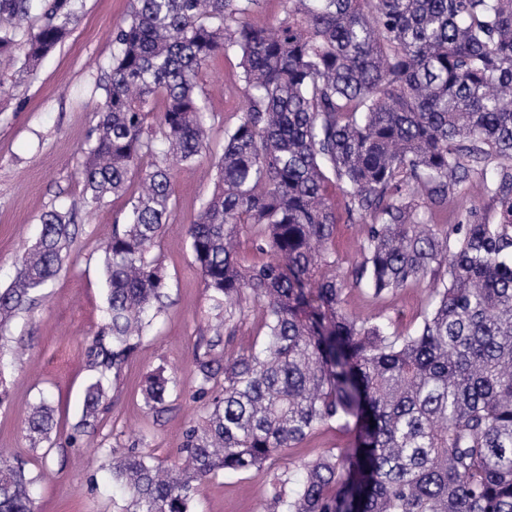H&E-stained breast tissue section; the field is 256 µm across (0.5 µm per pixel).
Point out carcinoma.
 <instances>
[{
    "label": "carcinoma",
    "instance_id": "carcinoma-1",
    "mask_svg": "<svg viewBox=\"0 0 512 512\" xmlns=\"http://www.w3.org/2000/svg\"><path fill=\"white\" fill-rule=\"evenodd\" d=\"M81 0H0V62L20 30L34 70L78 21ZM274 25L261 0H134L118 27L99 120L82 170L83 206L126 192L123 227L105 245L106 323L89 348L100 378L84 392L96 417L106 373L120 372L160 308L166 281L146 254L172 217L174 166L207 148L198 76L218 53L240 54L246 108L224 129L215 189L188 227L205 287L224 308L263 304L260 346L224 362V389L203 425L164 467L129 451L112 475L126 512H191L195 483L261 469L318 428H353L351 448L306 465L286 512H512V0H287ZM157 113L166 149L145 127ZM334 182L364 225L352 286L375 296L429 283L431 308L410 334L344 311L346 282L327 243ZM473 204L442 230L424 225L448 196ZM72 213L48 211L14 284L0 291V327L28 309L73 242ZM257 229L271 260L245 268L239 228ZM201 393L217 374L195 358ZM168 379L144 392L163 404ZM34 438L53 429L43 402ZM34 479L0 463V512H34Z\"/></svg>",
    "mask_w": 512,
    "mask_h": 512
}]
</instances>
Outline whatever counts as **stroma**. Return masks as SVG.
Returning a JSON list of instances; mask_svg holds the SVG:
<instances>
[{
  "mask_svg": "<svg viewBox=\"0 0 512 512\" xmlns=\"http://www.w3.org/2000/svg\"><path fill=\"white\" fill-rule=\"evenodd\" d=\"M131 7L132 0H83L72 31L34 71H23L18 62L0 65V290L14 282L22 254L40 233L42 214L71 209L76 223L59 274L0 334L8 390L0 400V460L24 464L35 476L36 512H124L127 495L112 477L113 452L132 448L173 464L186 428L211 410L197 395L195 358L224 362L264 334L263 308L250 296H242L231 318L218 314L194 259L187 229L215 182L210 157L201 154L174 168V213L147 254L168 282L166 304L121 371L109 376L96 419L79 425L85 386L97 375L88 348L105 323L103 247L126 214L124 198L112 195L82 206L81 170L88 134L99 119L98 82L115 51L113 33ZM239 75L233 54L215 57L199 75L216 151L242 107ZM336 216L328 249L337 275L346 278L361 259L364 229L348 220L344 208ZM429 300L423 284L384 298L350 286L342 306L353 316L389 318L392 329L407 333L420 324ZM158 372L169 380L168 396L152 408L142 389ZM42 402L54 408L58 425L35 443L25 421ZM354 443V431L324 426L286 449L271 468L219 472L201 481L193 512H273V477L286 479V494H294L307 462Z\"/></svg>",
  "mask_w": 512,
  "mask_h": 512,
  "instance_id": "obj_1",
  "label": "stroma"
}]
</instances>
